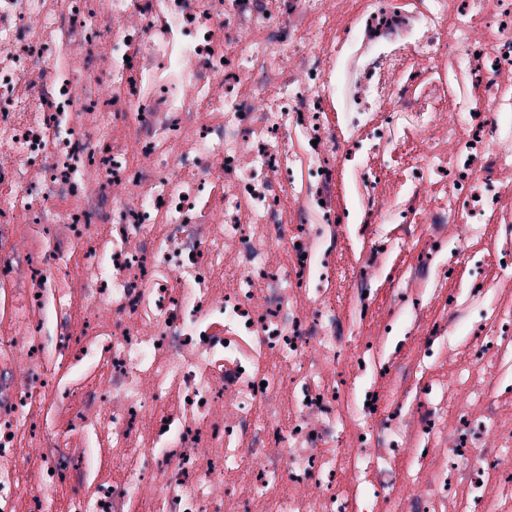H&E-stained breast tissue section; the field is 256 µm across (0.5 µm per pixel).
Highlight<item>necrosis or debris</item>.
Returning <instances> with one entry per match:
<instances>
[{
  "instance_id": "necrosis-or-debris-1",
  "label": "necrosis or debris",
  "mask_w": 512,
  "mask_h": 512,
  "mask_svg": "<svg viewBox=\"0 0 512 512\" xmlns=\"http://www.w3.org/2000/svg\"><path fill=\"white\" fill-rule=\"evenodd\" d=\"M0 512H512V0H0Z\"/></svg>"
}]
</instances>
